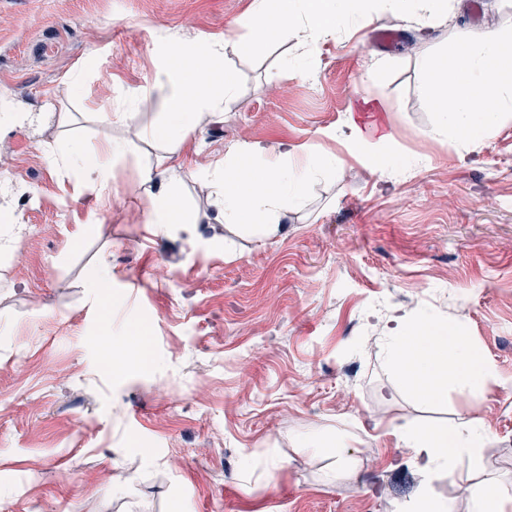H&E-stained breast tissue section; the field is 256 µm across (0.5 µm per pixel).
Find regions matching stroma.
Segmentation results:
<instances>
[{
  "instance_id": "1",
  "label": "stroma",
  "mask_w": 512,
  "mask_h": 512,
  "mask_svg": "<svg viewBox=\"0 0 512 512\" xmlns=\"http://www.w3.org/2000/svg\"><path fill=\"white\" fill-rule=\"evenodd\" d=\"M251 6L0 0V175L18 218L0 221V512H395L408 471L468 512L460 486L512 487V119L460 142L434 133L419 93L422 60L454 63L465 30L512 34V0L417 41L377 12L370 33L401 37L373 79L367 40L309 55L292 31L238 49ZM213 40L234 85L223 111L183 144L146 136L170 46ZM365 117L405 168L348 152ZM73 142L83 154L55 163ZM107 142L127 150L103 187L92 156ZM243 144L331 153L340 172L261 239L220 222L208 179ZM174 162L195 174L186 228L155 223L161 186L141 179ZM422 314L483 356L482 382L414 395L387 331ZM469 419L481 459L435 481L393 434ZM339 430L350 476L329 449Z\"/></svg>"
}]
</instances>
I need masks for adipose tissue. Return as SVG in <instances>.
Wrapping results in <instances>:
<instances>
[{
  "instance_id": "ef3b65f1",
  "label": "adipose tissue",
  "mask_w": 512,
  "mask_h": 512,
  "mask_svg": "<svg viewBox=\"0 0 512 512\" xmlns=\"http://www.w3.org/2000/svg\"><path fill=\"white\" fill-rule=\"evenodd\" d=\"M402 0H253L248 38L267 42L300 29L307 52H317L330 40L366 30L379 10L398 9ZM167 72L169 90L162 98L163 126L152 129L159 140L184 142L191 135L198 112L223 111L233 91L220 79L224 43L214 40L204 48L174 45ZM421 96L452 132L468 137L486 132L512 117V37L489 29L471 30L462 43L458 64L444 71L425 64L419 83ZM335 156L306 152L303 159L288 155H262L256 147L237 148L233 157L216 165L210 174L215 205L225 223L251 219V231L260 237L275 236L287 211L301 207L308 184L318 175L337 169ZM388 352L394 365L416 394L439 401L448 394V382H476L489 372L488 364L474 350L453 340L447 327L407 323L391 332ZM401 447L410 449L432 476L447 474L461 456L480 460L482 440L472 423L450 429L423 430L402 423L394 428ZM470 512H507L512 488L487 479L463 490Z\"/></svg>"
}]
</instances>
